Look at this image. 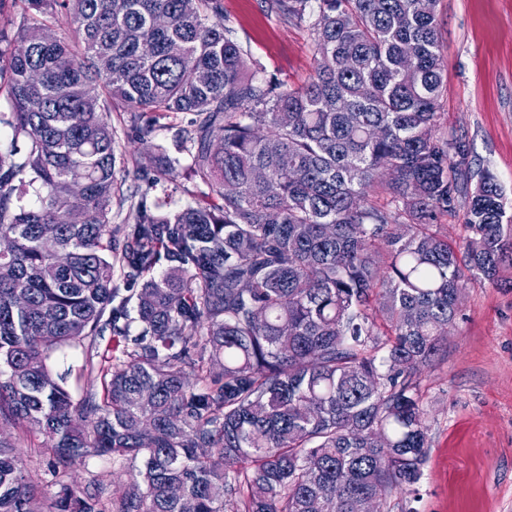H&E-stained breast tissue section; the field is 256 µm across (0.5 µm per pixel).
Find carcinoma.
<instances>
[{
    "instance_id": "carcinoma-1",
    "label": "carcinoma",
    "mask_w": 512,
    "mask_h": 512,
    "mask_svg": "<svg viewBox=\"0 0 512 512\" xmlns=\"http://www.w3.org/2000/svg\"><path fill=\"white\" fill-rule=\"evenodd\" d=\"M182 2L0 0V421L41 428L58 463L140 462L109 512H367L423 475L419 375L464 289L512 288L503 189L440 129L446 65L416 0H318L295 89L246 60L221 0ZM270 2L302 18L309 0ZM62 14L81 45L42 38ZM114 101L143 143L193 115L137 167L150 189L198 180L193 204L124 194ZM462 201L455 246L434 221ZM84 343L101 390L76 405L50 359ZM54 508L103 512L69 489ZM0 512H42L2 441Z\"/></svg>"
}]
</instances>
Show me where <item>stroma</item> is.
Here are the masks:
<instances>
[{
	"label": "stroma",
	"mask_w": 512,
	"mask_h": 512,
	"mask_svg": "<svg viewBox=\"0 0 512 512\" xmlns=\"http://www.w3.org/2000/svg\"><path fill=\"white\" fill-rule=\"evenodd\" d=\"M224 22L285 87L305 85L316 55L311 24L276 14L270 0H223ZM447 79L438 104L442 130L465 132L478 170H489L512 209V0H438ZM431 448L414 493L392 496L382 512H512V290L464 291L462 311L439 359L420 376ZM44 507L63 488L109 499L136 474L129 462L90 456L53 464L35 426L0 423Z\"/></svg>",
	"instance_id": "stroma-1"
}]
</instances>
